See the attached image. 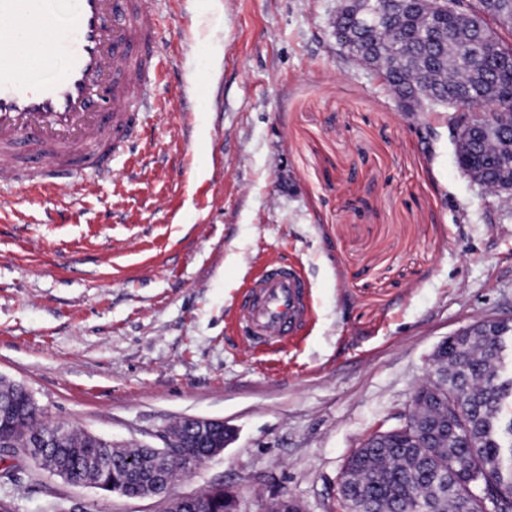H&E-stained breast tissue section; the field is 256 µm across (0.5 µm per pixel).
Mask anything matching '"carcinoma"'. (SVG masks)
Returning a JSON list of instances; mask_svg holds the SVG:
<instances>
[{
	"mask_svg": "<svg viewBox=\"0 0 512 512\" xmlns=\"http://www.w3.org/2000/svg\"><path fill=\"white\" fill-rule=\"evenodd\" d=\"M350 0L336 16L346 40L339 45L378 75L389 92L406 99V110L452 109L457 158L471 180L490 191L512 194V47L502 44L488 22L512 28V0ZM496 107L498 134L475 139L481 106ZM496 337L480 328L450 336L436 351L441 384L421 388L411 424L356 449L345 464L349 512H476L456 487L479 474L486 485L512 491V378L499 370ZM466 395L465 426L455 428L448 407L455 391ZM11 411L0 424V442L21 447L26 437L52 447L43 467L62 468L75 482L104 493L138 491L159 465L176 468L184 455L203 460L208 442L157 452L116 444L63 423H42L27 393L0 381V408ZM228 491L201 494V512H225Z\"/></svg>",
	"mask_w": 512,
	"mask_h": 512,
	"instance_id": "1",
	"label": "carcinoma"
}]
</instances>
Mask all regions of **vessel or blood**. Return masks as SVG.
I'll list each match as a JSON object with an SVG mask.
<instances>
[{
    "mask_svg": "<svg viewBox=\"0 0 512 512\" xmlns=\"http://www.w3.org/2000/svg\"><path fill=\"white\" fill-rule=\"evenodd\" d=\"M147 0H0V194L24 168L46 165L36 189L52 192L76 169L105 178L112 150L146 113L163 68ZM309 284L296 268L268 261L237 300V318L258 343L298 335Z\"/></svg>",
    "mask_w": 512,
    "mask_h": 512,
    "instance_id": "1",
    "label": "vessel or blood"
}]
</instances>
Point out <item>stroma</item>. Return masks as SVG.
<instances>
[{"mask_svg":"<svg viewBox=\"0 0 512 512\" xmlns=\"http://www.w3.org/2000/svg\"><path fill=\"white\" fill-rule=\"evenodd\" d=\"M171 57L147 139L109 179L66 188L76 220L21 192L0 214V376L44 420L164 447L219 419L212 484L240 512L280 499L339 512L350 454L399 427L438 344L512 320V196L461 170L451 112L401 111L341 50L339 0H148ZM272 258L311 285L312 318L258 347L235 304ZM16 512H165L17 461Z\"/></svg>","mask_w":512,"mask_h":512,"instance_id":"stroma-1","label":"stroma"}]
</instances>
